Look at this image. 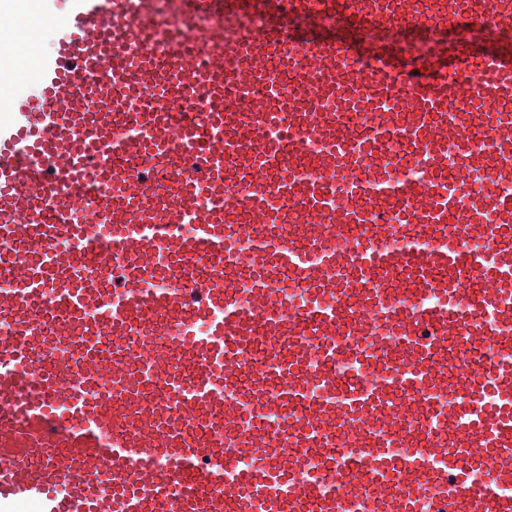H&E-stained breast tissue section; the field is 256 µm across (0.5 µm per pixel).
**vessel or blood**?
<instances>
[{
    "instance_id": "b4317fda",
    "label": "vessel or blood",
    "mask_w": 512,
    "mask_h": 512,
    "mask_svg": "<svg viewBox=\"0 0 512 512\" xmlns=\"http://www.w3.org/2000/svg\"><path fill=\"white\" fill-rule=\"evenodd\" d=\"M415 2L77 0L61 17L65 35L39 65V97L0 133V277L15 285L0 294V500L35 501L42 512H362L374 490L395 484L412 498L432 484L437 512H512V201L479 186L512 178V142L463 166L468 199L448 180L453 153L465 150L449 100L462 89L472 100L512 97V11L496 17L488 69L452 84L472 44L424 24ZM376 9L404 28L405 44L362 42L359 21ZM304 13L334 22L289 36V18ZM253 14L260 26L247 24ZM202 18L211 21L204 40L188 41ZM421 41L430 56L411 52ZM359 52L376 60L367 80L375 100L399 98L406 116L356 130L339 113L308 111L309 98L356 87L340 64ZM17 53L15 19L0 16V91L15 79ZM271 55L305 76V95L275 113L241 111L245 86L278 98L259 65ZM199 88L207 96L182 122L172 107ZM130 123L139 136L115 140ZM395 138L402 156L384 157ZM316 139L328 145L316 161L324 179L293 178L302 142ZM105 148L121 187L97 163ZM405 156L423 159L435 196L418 240L389 250L385 240L404 232L405 206L420 192L393 177ZM92 179L113 187L96 198L100 236L64 219ZM231 184L250 194L228 212ZM186 222L188 239L178 232ZM245 224L260 243L248 264L224 249ZM352 226L364 230L353 257L336 247ZM61 239L78 242L80 254L54 250ZM471 239L481 251H466ZM237 266L265 318L239 308ZM480 277L484 286L457 293L456 283ZM290 288L307 298L296 314L284 310ZM429 294L439 304H423ZM365 307L380 312L382 340L369 353L386 379L410 396L454 398L419 406L457 434L453 445L443 446L442 433L414 436L376 388L308 399L310 386L341 388L337 360L371 332ZM484 335L495 362L462 350ZM267 340L279 353L272 373L281 391L268 398L260 379L250 396L298 411L302 427L292 433L249 422L220 387ZM314 349L324 363L310 372ZM105 379L107 403L91 394ZM287 439L321 449L318 469L301 475V460L280 450ZM413 439L414 456L385 461L387 449ZM246 449L258 465L231 471ZM488 458L487 483L470 485L471 469Z\"/></svg>"
}]
</instances>
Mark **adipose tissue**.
I'll use <instances>...</instances> for the list:
<instances>
[{"label": "adipose tissue", "mask_w": 512, "mask_h": 512, "mask_svg": "<svg viewBox=\"0 0 512 512\" xmlns=\"http://www.w3.org/2000/svg\"><path fill=\"white\" fill-rule=\"evenodd\" d=\"M0 8L15 12L21 37L18 74L11 92L0 94V123L11 121L16 93L39 90L38 57L45 50V35L54 25L47 0H0Z\"/></svg>", "instance_id": "obj_1"}]
</instances>
